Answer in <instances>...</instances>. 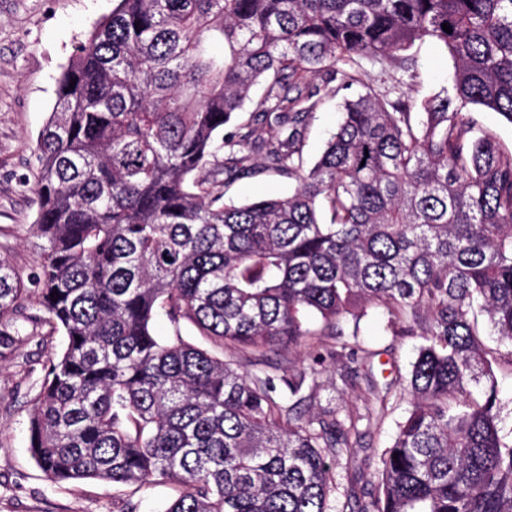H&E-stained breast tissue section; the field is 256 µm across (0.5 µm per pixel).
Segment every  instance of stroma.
Returning <instances> with one entry per match:
<instances>
[{
  "instance_id": "stroma-1",
  "label": "stroma",
  "mask_w": 512,
  "mask_h": 512,
  "mask_svg": "<svg viewBox=\"0 0 512 512\" xmlns=\"http://www.w3.org/2000/svg\"><path fill=\"white\" fill-rule=\"evenodd\" d=\"M115 5L116 0H0V258L8 260L33 291L38 288L42 253V242L31 228L37 209L33 173L38 134L55 104L57 79L76 45ZM412 53L416 75L406 91L418 112L425 101L450 86L453 68L431 41L416 43ZM339 118V99L320 105L306 131V165L319 159ZM296 186V179L265 172L230 181L224 199L249 203L288 195ZM26 313L11 329L13 356L0 360V512H121L127 502L136 512H162L175 494L170 483L140 490L96 480L56 484L37 467L29 452L30 401L39 389L44 365L63 348L64 338L38 323L41 311L35 303H28ZM355 325L360 328L356 351L368 353L367 362L327 358V350L340 342L327 335L297 350L267 355L272 371L282 376L309 367L315 354H325L313 412L330 405L342 410L359 407L367 373L382 394L399 396L406 384L422 337L392 334L386 314L372 307L359 323L347 320L342 327L348 331ZM407 408V401L399 397L380 423L364 428L351 459H336L338 488L331 502L338 512L347 507V487H355L362 497L372 491L379 457L390 446Z\"/></svg>"
}]
</instances>
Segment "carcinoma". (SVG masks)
Here are the masks:
<instances>
[{"instance_id": "1", "label": "carcinoma", "mask_w": 512, "mask_h": 512, "mask_svg": "<svg viewBox=\"0 0 512 512\" xmlns=\"http://www.w3.org/2000/svg\"><path fill=\"white\" fill-rule=\"evenodd\" d=\"M423 40L454 75L418 121L360 60L413 78ZM354 85L305 169L313 114ZM472 106L512 123V0H118L77 46L37 138L38 303L65 336L30 413L45 476L170 481L163 512H333L329 457H352L385 400L308 416L307 372L280 378L285 398L182 327L262 365L324 331L357 336L371 306L424 343L357 512H512L493 370L512 349H485L478 320L512 345V149ZM261 171L298 187L225 203L226 178ZM26 294L0 259V358Z\"/></svg>"}]
</instances>
